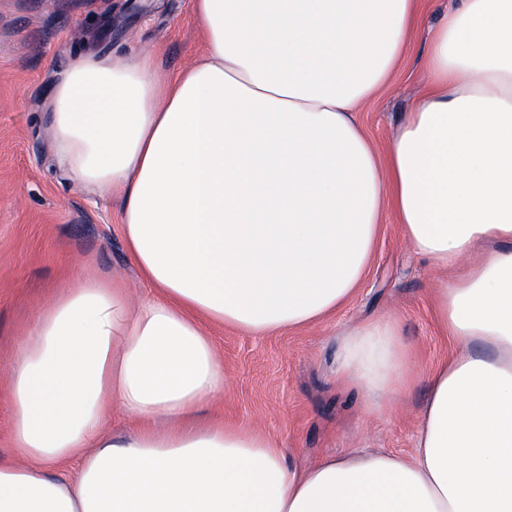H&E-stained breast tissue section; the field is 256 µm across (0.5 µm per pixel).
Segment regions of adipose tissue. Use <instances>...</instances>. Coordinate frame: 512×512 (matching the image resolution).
Returning a JSON list of instances; mask_svg holds the SVG:
<instances>
[{"label": "adipose tissue", "instance_id": "obj_1", "mask_svg": "<svg viewBox=\"0 0 512 512\" xmlns=\"http://www.w3.org/2000/svg\"><path fill=\"white\" fill-rule=\"evenodd\" d=\"M203 55L81 51L51 89L58 167L118 193L147 291L88 270L40 307L7 382L18 462L0 512H512V0H455L385 150L358 114L419 0H192ZM433 267L456 351L426 375L414 450L299 467L259 429L191 417L228 377L209 327H310L363 282L386 218ZM399 322L344 338L379 412L411 384ZM133 425L111 437L113 412ZM74 462L73 478L46 466Z\"/></svg>", "mask_w": 512, "mask_h": 512}]
</instances>
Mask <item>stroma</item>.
<instances>
[{"instance_id": "35a3bbf8", "label": "stroma", "mask_w": 512, "mask_h": 512, "mask_svg": "<svg viewBox=\"0 0 512 512\" xmlns=\"http://www.w3.org/2000/svg\"><path fill=\"white\" fill-rule=\"evenodd\" d=\"M92 47L155 50L160 70L172 76L205 44L191 0H0L1 461L19 458L6 377L39 307L90 267L143 288L124 247L118 198L73 185L48 136V93L71 56ZM426 54L424 40L416 39L390 85L360 112L377 148L410 111ZM436 279L389 221L355 296L318 325L262 337L210 326L229 378L212 414L268 432L297 465L360 447L410 454L425 375L454 348L435 316ZM386 316L402 325L414 382L376 414L360 389L339 379L338 356L343 334Z\"/></svg>"}]
</instances>
